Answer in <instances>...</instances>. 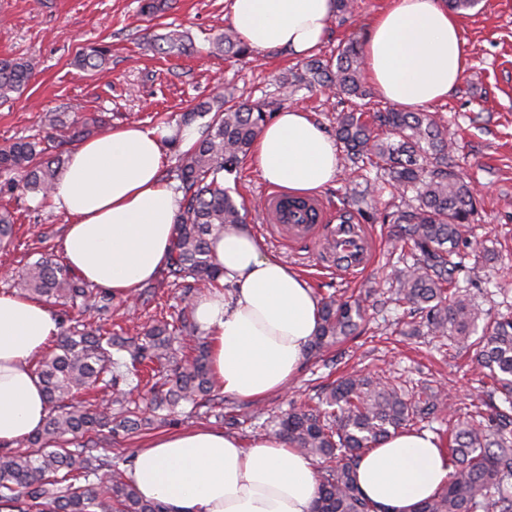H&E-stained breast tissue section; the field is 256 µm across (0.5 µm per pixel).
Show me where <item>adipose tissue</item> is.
Instances as JSON below:
<instances>
[{
	"mask_svg": "<svg viewBox=\"0 0 512 512\" xmlns=\"http://www.w3.org/2000/svg\"><path fill=\"white\" fill-rule=\"evenodd\" d=\"M335 0H231L230 20L253 51L303 59L322 43ZM362 50L368 77L389 102L430 106L458 87L468 64L459 21L440 0H392L368 20ZM197 125L119 126L82 141L51 192L68 221L67 264L92 285L133 295L164 269L178 198L163 181L166 144L190 149ZM253 162L269 184L312 194L339 173L337 146L312 117L278 113L261 129ZM211 252L224 275L200 296L193 318L209 335L212 368L225 395L259 400L287 388L301 370L320 321V301L303 277L262 249L249 225L226 226ZM59 324L48 305L0 291V447L44 424L49 405L31 362ZM450 475L437 438L405 431L359 459L356 481L382 512H413ZM139 495L167 512H312V457L281 437L249 442L211 428L163 434L139 449L129 470Z\"/></svg>",
	"mask_w": 512,
	"mask_h": 512,
	"instance_id": "adipose-tissue-1",
	"label": "adipose tissue"
}]
</instances>
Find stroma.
Returning <instances> with one entry per match:
<instances>
[{"label": "stroma", "mask_w": 512, "mask_h": 512, "mask_svg": "<svg viewBox=\"0 0 512 512\" xmlns=\"http://www.w3.org/2000/svg\"><path fill=\"white\" fill-rule=\"evenodd\" d=\"M139 2L0 0V59L33 56L40 62L25 92L0 105V145L44 134L48 110L69 116L95 113L109 128L134 120L151 128L163 119L178 124L189 107L219 90L252 101L280 100L279 85L295 59L285 53L228 59L210 44L231 25V0H173L171 8L151 21L140 15ZM389 3L354 0L346 20L332 18L315 57L335 58L348 42L361 41L365 21ZM458 20L469 52L467 71L455 92L433 107L456 143L457 171L471 183L477 198L469 229L479 246L470 252L458 279L472 283L479 309L507 313L512 312V0H479ZM172 30L189 33L194 54L148 50L155 36ZM91 43L110 47L108 76L74 66L76 54ZM280 102L282 109L308 112L327 133H334L340 111L335 93L302 89ZM339 166L337 178L316 194L330 214L376 177L370 167L356 171L344 160ZM224 183L237 189V200L244 204L247 221L266 251L304 275L318 298L358 299L366 309L357 336L306 357L284 391L256 402L225 398V415L246 417L234 435L246 441L265 433L269 413L311 402L353 370L409 386L429 381L447 393L452 412L459 416L486 398L483 383L467 368L466 355L448 339L413 335L407 306L391 300L392 273L403 264L402 249L392 244V225L364 219L374 255L365 271L348 275L337 270L323 247L294 243L271 231L265 211L256 208L270 187L251 162H243ZM1 207L14 213L18 228L14 245L0 247V290H5L12 272L25 262L44 253L61 255L67 220L50 200L18 192L0 194ZM182 309L180 291L147 284L139 299L113 298L110 320L125 335L138 336L151 320L178 317ZM197 426L222 430L226 424L211 413L178 415L121 439V455L132 458L153 436Z\"/></svg>", "instance_id": "obj_1"}]
</instances>
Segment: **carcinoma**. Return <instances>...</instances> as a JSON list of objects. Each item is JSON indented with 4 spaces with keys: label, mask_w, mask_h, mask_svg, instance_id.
<instances>
[{
    "label": "carcinoma",
    "mask_w": 512,
    "mask_h": 512,
    "mask_svg": "<svg viewBox=\"0 0 512 512\" xmlns=\"http://www.w3.org/2000/svg\"><path fill=\"white\" fill-rule=\"evenodd\" d=\"M163 43L175 54L193 47L191 38L180 33L166 36ZM211 43L226 55L250 53L231 28ZM108 54L107 47L90 45L75 63L101 72ZM36 69L32 57L0 59V101L23 92ZM303 85L332 89L341 98L365 97L360 47L349 43L328 65L311 59L283 80L292 93ZM209 113L213 117L204 134L178 154L174 169L180 210L162 278L174 288L190 289L222 277L210 238L223 233L226 224L244 223L237 201L224 187V174L235 172L246 159L270 109L265 102H237L217 94L190 107L182 122ZM373 121L389 131L388 138L374 134ZM373 121L362 112H343L336 138L352 168H380L396 186L417 190L418 205L382 217V222L398 226L395 239L410 245L412 263L395 274L396 300L411 306L431 334L448 336L456 347L474 351L475 368L501 394L495 411L478 408L448 424L450 479L415 512H512V494L506 489L512 485V317L487 319L481 335L472 338L481 312L472 302L471 289L455 279L473 246L465 235L473 193L453 170L451 145L435 114L390 109L376 113ZM100 122L94 115L70 122L50 112L45 116L47 135L0 146V170L15 174L11 188L46 199L66 164L57 148L89 134L90 126ZM14 224L13 212L1 209L0 245L11 242ZM16 288L101 317L112 308L109 291L93 287L52 254L27 263L17 275ZM362 319L357 301L321 302L311 351L347 339ZM69 322L35 368L50 407L44 425L18 448L0 454V512H164L162 504L138 495L119 468L121 455L112 456L99 444L108 434L121 430L130 435L152 425L147 412L171 413L183 403L193 412L218 408L217 416L224 417V399L214 394L209 344L198 340L194 356L182 363L173 345L187 330L184 323L155 320L142 337L132 339L75 318ZM149 364L155 382L143 411L138 402L128 400L129 387L141 378L140 367ZM446 407L441 391L429 383L407 388L356 371L342 377L315 405L281 412L270 423L274 434L320 465L313 512H378L356 482L361 454Z\"/></svg>",
    "instance_id": "carcinoma-1"
}]
</instances>
